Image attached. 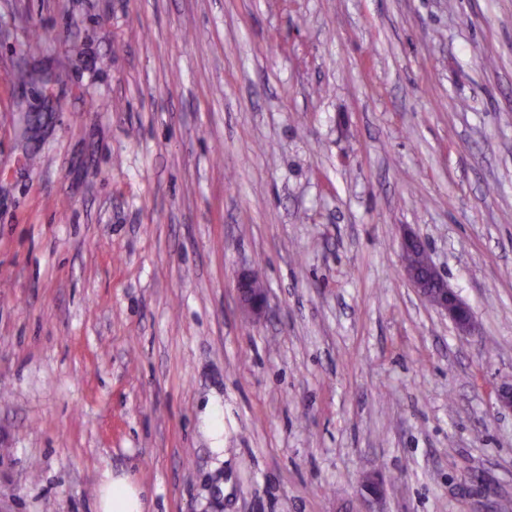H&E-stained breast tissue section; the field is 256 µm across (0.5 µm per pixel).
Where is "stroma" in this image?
Wrapping results in <instances>:
<instances>
[{"instance_id": "35a3bbf8", "label": "stroma", "mask_w": 512, "mask_h": 512, "mask_svg": "<svg viewBox=\"0 0 512 512\" xmlns=\"http://www.w3.org/2000/svg\"><path fill=\"white\" fill-rule=\"evenodd\" d=\"M503 385L512 0H0V512H512ZM415 247L423 248V252L429 255L428 248L421 237L413 231H405L401 236V253H405ZM406 260L410 263H422L419 254H407ZM403 261V260H402ZM403 261V272L407 280L416 288L419 295L435 307L441 313L448 316L456 331L461 335H473L478 331V322L470 306L447 284L443 274L432 261L425 260V264L414 267ZM434 289V291H432ZM436 294L433 299L432 294ZM252 270H241L235 278L238 301L243 312L252 321L264 318L268 311L266 288H257ZM385 492V484L379 474L364 475L358 486V495L365 506L362 512H376L374 506L383 499ZM142 488L124 475L106 474L98 498L99 512H144Z\"/></svg>"}]
</instances>
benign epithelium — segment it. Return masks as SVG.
Returning <instances> with one entry per match:
<instances>
[{"label": "benign epithelium", "mask_w": 512, "mask_h": 512, "mask_svg": "<svg viewBox=\"0 0 512 512\" xmlns=\"http://www.w3.org/2000/svg\"><path fill=\"white\" fill-rule=\"evenodd\" d=\"M418 247L428 252L421 237L413 231L401 236V253ZM407 280L419 295L441 313L448 316L456 331L461 335H472L478 331V322L470 306L447 284L443 274L429 260L420 267L402 263ZM238 301L243 312L253 321L264 318L268 311L267 291L256 285L253 271L241 270L235 278ZM358 495L364 505L362 512H376L374 506L385 495V484L377 473L364 475L359 481Z\"/></svg>", "instance_id": "7a95c632"}]
</instances>
